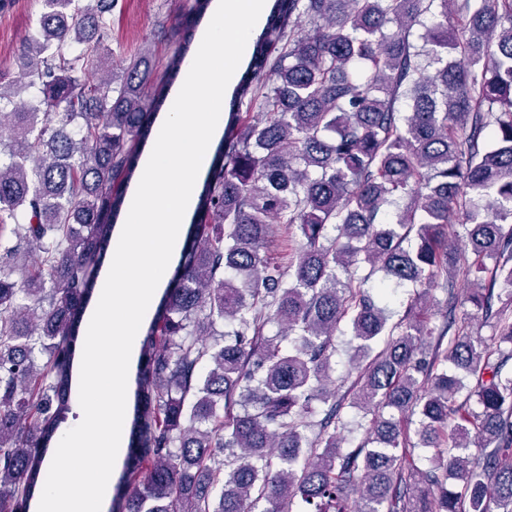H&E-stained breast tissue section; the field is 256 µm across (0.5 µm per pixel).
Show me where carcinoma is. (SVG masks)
Wrapping results in <instances>:
<instances>
[{
	"label": "carcinoma",
	"instance_id": "1",
	"mask_svg": "<svg viewBox=\"0 0 512 512\" xmlns=\"http://www.w3.org/2000/svg\"><path fill=\"white\" fill-rule=\"evenodd\" d=\"M111 8L42 0L18 58L36 104L4 111L0 78V512L46 481L74 339L166 105L145 99L148 53L110 70ZM234 99L262 111L228 112L145 333L109 512H351L354 489L357 512H512V304H492L512 300V0H272ZM273 224L300 231L286 271L265 255ZM362 263L381 298L422 287L403 319ZM442 276L447 312L427 328L417 309ZM459 281L493 336L459 324ZM343 321L366 362L352 405L376 416L350 451L345 398L325 388ZM408 416L433 450L423 470Z\"/></svg>",
	"mask_w": 512,
	"mask_h": 512
}]
</instances>
